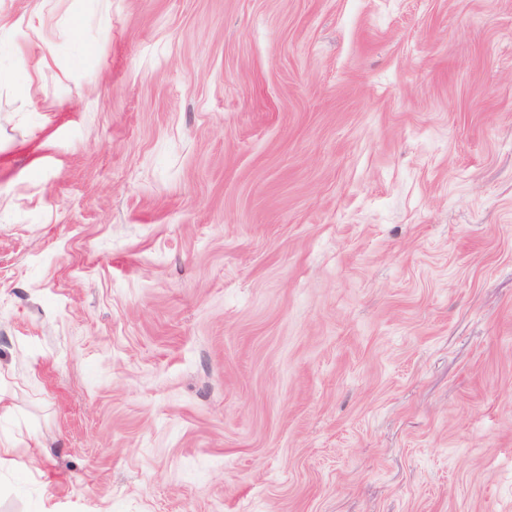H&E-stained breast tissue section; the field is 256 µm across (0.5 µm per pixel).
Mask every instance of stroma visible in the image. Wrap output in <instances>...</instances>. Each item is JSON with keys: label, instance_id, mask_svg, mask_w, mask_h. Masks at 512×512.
Masks as SVG:
<instances>
[{"label": "stroma", "instance_id": "35a3bbf8", "mask_svg": "<svg viewBox=\"0 0 512 512\" xmlns=\"http://www.w3.org/2000/svg\"><path fill=\"white\" fill-rule=\"evenodd\" d=\"M49 8L0 512H512V0Z\"/></svg>", "mask_w": 512, "mask_h": 512}]
</instances>
